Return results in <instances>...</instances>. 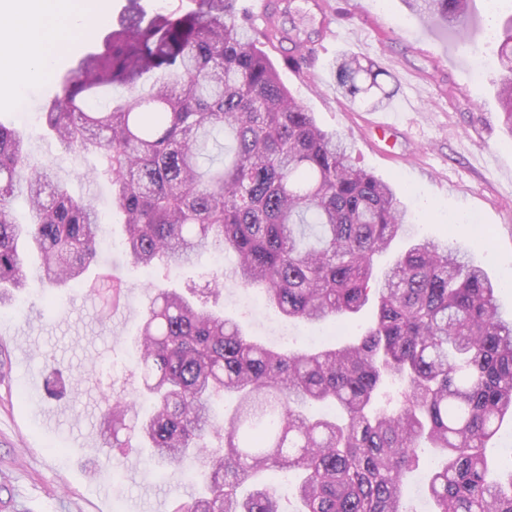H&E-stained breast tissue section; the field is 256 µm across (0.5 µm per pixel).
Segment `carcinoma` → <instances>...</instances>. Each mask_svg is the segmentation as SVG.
<instances>
[{
  "instance_id": "1",
  "label": "carcinoma",
  "mask_w": 512,
  "mask_h": 512,
  "mask_svg": "<svg viewBox=\"0 0 512 512\" xmlns=\"http://www.w3.org/2000/svg\"><path fill=\"white\" fill-rule=\"evenodd\" d=\"M129 2L119 29L43 109L47 133L66 149L101 157L93 173L112 187L128 262L192 265L218 243L235 263L211 270L203 297L230 280L291 321L349 320L367 306L374 319L340 345L276 351L224 313L152 284L135 341L140 393L107 404L105 445L130 448L136 435L149 449L144 463L165 467L177 486L183 463L199 461L203 488L174 512H286L276 473L292 480L293 512H413L403 481L428 448L441 458L427 488L433 512H512V473L501 478L487 457L512 418V318L499 310V286L465 248L434 240L376 276L375 259L408 231V209L283 83L238 0H193L188 11L134 23ZM292 2L264 39L291 42L299 69L311 35L280 20ZM408 3L468 34L479 53L469 0ZM379 76L355 57L336 60V91L369 109L393 95ZM493 83L512 136V16ZM116 88L122 97L86 111ZM226 140L231 156L214 159ZM17 197L29 203L25 223ZM101 224L0 123V303L28 288L30 248L39 284H82ZM142 394L154 400L144 419ZM228 395L236 407L221 421L214 409Z\"/></svg>"
}]
</instances>
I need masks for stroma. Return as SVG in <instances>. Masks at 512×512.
<instances>
[{
  "instance_id": "35a3bbf8",
  "label": "stroma",
  "mask_w": 512,
  "mask_h": 512,
  "mask_svg": "<svg viewBox=\"0 0 512 512\" xmlns=\"http://www.w3.org/2000/svg\"><path fill=\"white\" fill-rule=\"evenodd\" d=\"M128 0H108V25L73 28L68 52L24 101L0 80V122L20 128L31 156L52 164L69 192L88 199L110 221L88 287H75L46 305L39 285L0 305V512H173L196 492L191 482L169 484L136 451L105 458L106 403L139 387L132 352L150 278L120 246L122 216L112 212V188L92 180L96 155L79 157L45 136L40 112L60 92V80L91 42L116 29ZM470 26L483 56L492 57L512 0H472ZM307 69L290 64L289 43L267 46L282 81L302 99L318 125L350 140L358 166L389 182L406 204L418 238L467 245L500 286L499 303L512 316V137L489 71L480 70L456 30L426 24L405 0H327ZM351 53L391 76L388 111L398 113L393 158L382 154L367 125L374 112L336 91V59ZM478 214L488 231L476 241L466 224ZM124 284L119 307L105 294ZM248 289L224 282L220 303L249 336L292 347L326 337L324 324L296 327L269 307L248 305Z\"/></svg>"
}]
</instances>
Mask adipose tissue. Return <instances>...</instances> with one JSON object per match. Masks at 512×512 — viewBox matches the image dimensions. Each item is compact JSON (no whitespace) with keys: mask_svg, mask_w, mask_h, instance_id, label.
Instances as JSON below:
<instances>
[{"mask_svg":"<svg viewBox=\"0 0 512 512\" xmlns=\"http://www.w3.org/2000/svg\"><path fill=\"white\" fill-rule=\"evenodd\" d=\"M13 50L0 57V75L15 80L14 93L41 83L54 58L66 48V34L81 14L70 0H8Z\"/></svg>","mask_w":512,"mask_h":512,"instance_id":"1","label":"adipose tissue"}]
</instances>
